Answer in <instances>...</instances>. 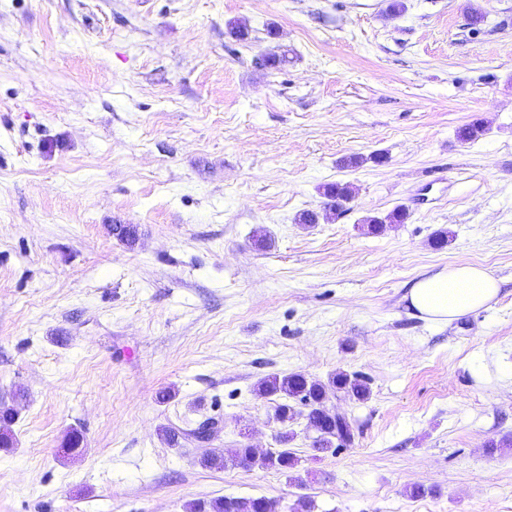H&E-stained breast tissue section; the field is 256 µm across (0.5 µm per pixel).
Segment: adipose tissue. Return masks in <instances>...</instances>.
Returning <instances> with one entry per match:
<instances>
[{"label":"adipose tissue","mask_w":512,"mask_h":512,"mask_svg":"<svg viewBox=\"0 0 512 512\" xmlns=\"http://www.w3.org/2000/svg\"><path fill=\"white\" fill-rule=\"evenodd\" d=\"M499 291L498 280L484 268L460 265L420 277L406 299L420 318L432 323H449L488 307Z\"/></svg>","instance_id":"ef3b65f1"}]
</instances>
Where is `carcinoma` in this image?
I'll use <instances>...</instances> for the list:
<instances>
[{"label":"carcinoma","instance_id":"1","mask_svg":"<svg viewBox=\"0 0 512 512\" xmlns=\"http://www.w3.org/2000/svg\"><path fill=\"white\" fill-rule=\"evenodd\" d=\"M320 194L326 199V203L334 207L351 199L354 190L347 183H327L321 186ZM404 219L405 213L394 210L383 217L368 218L367 224L375 231L386 223L401 224ZM331 388L344 391L357 399H363L369 393L364 380L339 372L327 383L310 380L299 373L269 376L259 382L257 394L261 397H279L280 402L276 406L275 416L280 422L287 424L300 416L305 418L306 426L317 431L312 447L334 446L339 449L349 445L354 434L349 421L326 411L324 400ZM13 419L12 410L0 411V449L13 447V435L9 429ZM296 463L297 459L293 453L282 448L261 460L259 465L287 471L294 468ZM187 512H278V503L264 496L224 497L211 501H193L188 504Z\"/></svg>","mask_w":512,"mask_h":512}]
</instances>
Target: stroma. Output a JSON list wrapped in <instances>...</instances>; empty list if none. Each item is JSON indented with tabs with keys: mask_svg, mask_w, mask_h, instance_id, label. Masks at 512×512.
Listing matches in <instances>:
<instances>
[{
	"mask_svg": "<svg viewBox=\"0 0 512 512\" xmlns=\"http://www.w3.org/2000/svg\"><path fill=\"white\" fill-rule=\"evenodd\" d=\"M389 3L0 0V512H512L489 446L512 439V0ZM331 182L355 189L339 216L297 223ZM462 264L496 301L414 316L412 283ZM340 371L370 393H329L337 451L254 392ZM244 445L298 465L201 463ZM276 500L261 497H224L216 500H197L188 504L187 512H279Z\"/></svg>",
	"mask_w": 512,
	"mask_h": 512,
	"instance_id": "obj_1",
	"label": "stroma"
}]
</instances>
